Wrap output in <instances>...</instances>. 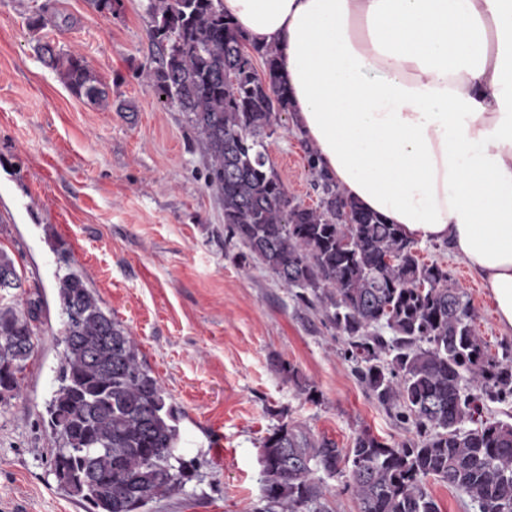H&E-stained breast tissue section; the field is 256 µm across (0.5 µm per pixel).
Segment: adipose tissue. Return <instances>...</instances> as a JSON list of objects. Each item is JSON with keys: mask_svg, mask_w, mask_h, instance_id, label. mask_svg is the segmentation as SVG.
<instances>
[{"mask_svg": "<svg viewBox=\"0 0 512 512\" xmlns=\"http://www.w3.org/2000/svg\"><path fill=\"white\" fill-rule=\"evenodd\" d=\"M345 196L447 244L512 332V0H223Z\"/></svg>", "mask_w": 512, "mask_h": 512, "instance_id": "1", "label": "adipose tissue"}]
</instances>
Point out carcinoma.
I'll return each instance as SVG.
<instances>
[{
	"instance_id": "cac0c4a2",
	"label": "carcinoma",
	"mask_w": 512,
	"mask_h": 512,
	"mask_svg": "<svg viewBox=\"0 0 512 512\" xmlns=\"http://www.w3.org/2000/svg\"><path fill=\"white\" fill-rule=\"evenodd\" d=\"M156 66L150 88L185 113L224 211V250L259 264L299 306L345 340L344 356L369 394L411 424L389 444L367 430L349 449L279 419L262 442L258 512H330L328 480L342 477L359 512H440L430 478L477 512H512V345L490 354L475 309L442 265L420 261L397 224L346 198L303 141L316 207L291 201L268 139L290 112L282 61L250 46L223 0H148ZM43 62L76 97L103 109L108 92L76 51L40 46ZM0 399L18 393L38 342L40 304L23 298L16 262L0 249ZM61 343L48 402L59 484L87 512H138L178 494L195 466L174 453L179 415L132 332L83 278H58Z\"/></svg>"
}]
</instances>
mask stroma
<instances>
[{"mask_svg": "<svg viewBox=\"0 0 512 512\" xmlns=\"http://www.w3.org/2000/svg\"><path fill=\"white\" fill-rule=\"evenodd\" d=\"M148 0H0V248L14 256L40 340L21 393L0 400V512H86L50 465L47 402L61 328L55 284L80 274L128 327L180 411V455L196 472L142 512H257L261 445L278 412L350 448L361 430L397 443L407 431L359 382L344 341L261 268L224 250V214L208 189L186 117L148 87L155 62ZM44 15L34 30L29 17ZM51 43L83 55L112 109L74 96L40 57ZM128 104L125 112L117 103ZM289 192L319 197L291 115L269 144ZM476 311L491 353L512 333L466 263L420 243ZM286 361L318 392L309 401L274 367Z\"/></svg>", "mask_w": 512, "mask_h": 512, "instance_id": "1", "label": "stroma"}]
</instances>
